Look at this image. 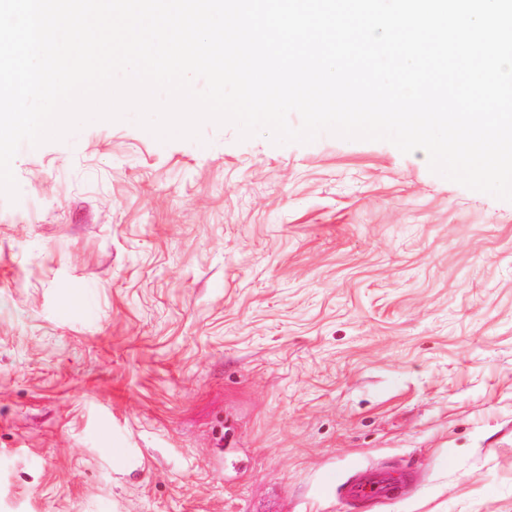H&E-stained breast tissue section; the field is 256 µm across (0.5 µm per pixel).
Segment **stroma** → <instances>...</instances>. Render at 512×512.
<instances>
[{
    "instance_id": "stroma-1",
    "label": "stroma",
    "mask_w": 512,
    "mask_h": 512,
    "mask_svg": "<svg viewBox=\"0 0 512 512\" xmlns=\"http://www.w3.org/2000/svg\"><path fill=\"white\" fill-rule=\"evenodd\" d=\"M12 170L0 512H512V202L212 123ZM365 468L406 480L349 506Z\"/></svg>"
}]
</instances>
